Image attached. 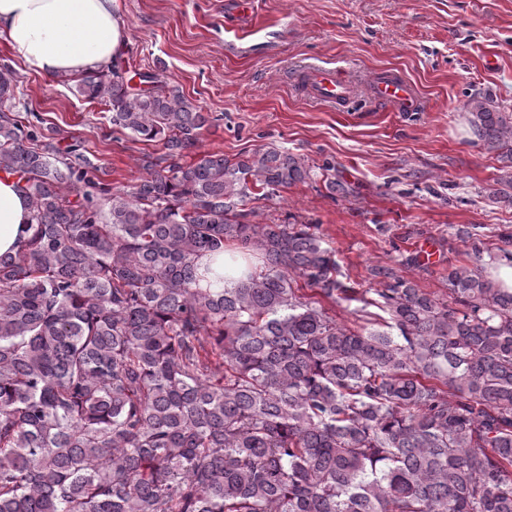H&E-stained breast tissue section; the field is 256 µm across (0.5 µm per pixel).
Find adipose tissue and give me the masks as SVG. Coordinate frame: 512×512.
I'll use <instances>...</instances> for the list:
<instances>
[{"instance_id": "ef3b65f1", "label": "adipose tissue", "mask_w": 512, "mask_h": 512, "mask_svg": "<svg viewBox=\"0 0 512 512\" xmlns=\"http://www.w3.org/2000/svg\"><path fill=\"white\" fill-rule=\"evenodd\" d=\"M117 0H0V31L17 56L48 76L107 69L125 49ZM31 221L15 178L0 177V254L17 252Z\"/></svg>"}]
</instances>
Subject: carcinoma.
I'll return each mask as SVG.
<instances>
[{
	"instance_id": "1",
	"label": "carcinoma",
	"mask_w": 512,
	"mask_h": 512,
	"mask_svg": "<svg viewBox=\"0 0 512 512\" xmlns=\"http://www.w3.org/2000/svg\"><path fill=\"white\" fill-rule=\"evenodd\" d=\"M140 80L114 64L78 86L161 145L129 191L0 109V172L32 214L0 255V512H512V288L463 266L445 300L378 266L396 334L337 323L321 300L354 289L314 225L238 209L311 178L305 160L202 151L212 113ZM18 82L0 68L1 104ZM466 107L506 150L492 196L512 207V113ZM230 247L261 264L201 287Z\"/></svg>"
}]
</instances>
